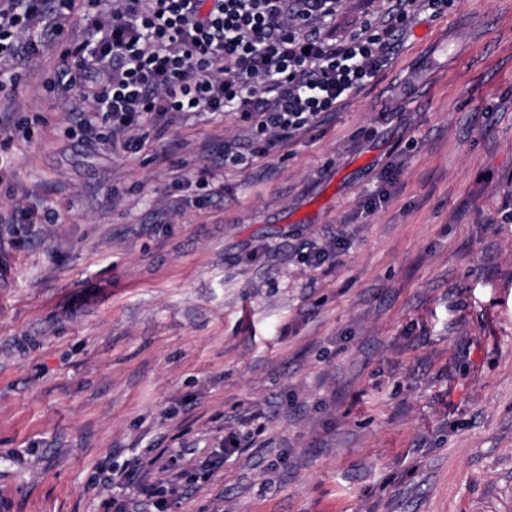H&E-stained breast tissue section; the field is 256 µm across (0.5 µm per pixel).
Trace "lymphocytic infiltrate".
I'll list each match as a JSON object with an SVG mask.
<instances>
[{"label": "lymphocytic infiltrate", "instance_id": "f902f5d3", "mask_svg": "<svg viewBox=\"0 0 512 512\" xmlns=\"http://www.w3.org/2000/svg\"><path fill=\"white\" fill-rule=\"evenodd\" d=\"M407 3L339 40L340 0H0V64L15 87L55 50L52 87L75 97L70 131L92 147L135 152L146 123L240 113L247 148L224 163L245 167L375 79Z\"/></svg>", "mask_w": 512, "mask_h": 512}]
</instances>
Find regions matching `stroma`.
Masks as SVG:
<instances>
[{
	"label": "stroma",
	"mask_w": 512,
	"mask_h": 512,
	"mask_svg": "<svg viewBox=\"0 0 512 512\" xmlns=\"http://www.w3.org/2000/svg\"><path fill=\"white\" fill-rule=\"evenodd\" d=\"M383 4L341 0L337 37ZM58 63L0 93L44 118L0 135V211L55 215L0 224V512H512V0L418 16L245 168L223 164L236 112L82 144ZM156 456L150 499L129 474ZM51 213L50 209L44 205L25 206L10 213H0V223L27 224V228L32 230V228L38 224L54 223V218L51 217Z\"/></svg>",
	"instance_id": "1"
}]
</instances>
